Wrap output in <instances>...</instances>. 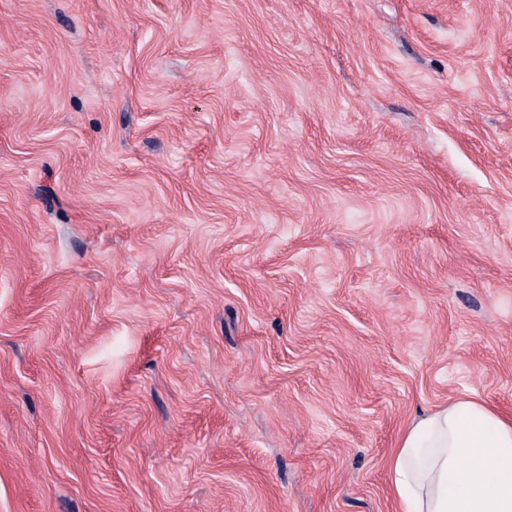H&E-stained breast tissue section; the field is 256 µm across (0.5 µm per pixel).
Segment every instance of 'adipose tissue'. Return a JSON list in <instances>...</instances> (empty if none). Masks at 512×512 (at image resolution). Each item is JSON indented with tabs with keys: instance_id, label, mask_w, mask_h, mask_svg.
I'll list each match as a JSON object with an SVG mask.
<instances>
[{
	"instance_id": "ef3b65f1",
	"label": "adipose tissue",
	"mask_w": 512,
	"mask_h": 512,
	"mask_svg": "<svg viewBox=\"0 0 512 512\" xmlns=\"http://www.w3.org/2000/svg\"><path fill=\"white\" fill-rule=\"evenodd\" d=\"M389 483L396 512H512V419L449 401L403 432Z\"/></svg>"
}]
</instances>
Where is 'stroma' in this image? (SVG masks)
<instances>
[{
  "mask_svg": "<svg viewBox=\"0 0 512 512\" xmlns=\"http://www.w3.org/2000/svg\"><path fill=\"white\" fill-rule=\"evenodd\" d=\"M512 416V0H0V512H391ZM389 483L397 512H512V419L449 401L400 436Z\"/></svg>",
  "mask_w": 512,
  "mask_h": 512,
  "instance_id": "1",
  "label": "stroma"
}]
</instances>
